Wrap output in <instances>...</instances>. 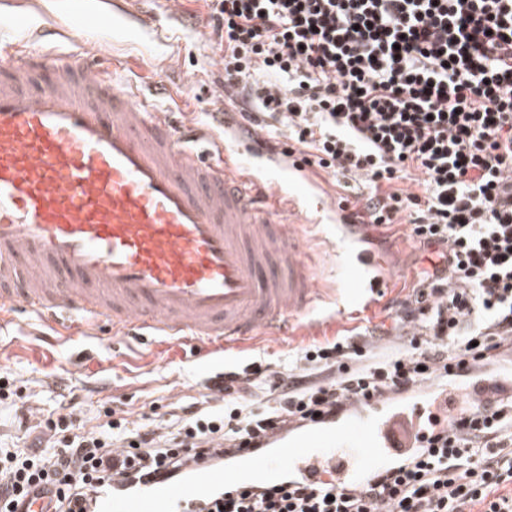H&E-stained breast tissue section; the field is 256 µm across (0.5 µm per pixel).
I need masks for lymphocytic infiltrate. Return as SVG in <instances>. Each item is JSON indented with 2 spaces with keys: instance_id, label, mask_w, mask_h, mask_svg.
Instances as JSON below:
<instances>
[{
  "instance_id": "obj_1",
  "label": "lymphocytic infiltrate",
  "mask_w": 512,
  "mask_h": 512,
  "mask_svg": "<svg viewBox=\"0 0 512 512\" xmlns=\"http://www.w3.org/2000/svg\"><path fill=\"white\" fill-rule=\"evenodd\" d=\"M213 45L224 60V111L251 134L279 123L266 146L372 187L352 224L408 217L437 260L387 316L385 328L298 348L274 370L224 374L215 405L165 424L108 409L92 426L75 412L45 422L42 445L0 448V512L32 489L53 512H84L113 473L176 474L261 447L284 421L303 426L369 393L406 397L491 372L512 341V0H212ZM427 455L357 492L304 481L213 499L206 512H512V399L460 398L454 414L420 422Z\"/></svg>"
}]
</instances>
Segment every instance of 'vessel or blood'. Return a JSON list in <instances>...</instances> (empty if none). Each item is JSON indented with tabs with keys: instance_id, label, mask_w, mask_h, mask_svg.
I'll use <instances>...</instances> for the list:
<instances>
[{
	"instance_id": "obj_1",
	"label": "vessel or blood",
	"mask_w": 512,
	"mask_h": 512,
	"mask_svg": "<svg viewBox=\"0 0 512 512\" xmlns=\"http://www.w3.org/2000/svg\"><path fill=\"white\" fill-rule=\"evenodd\" d=\"M102 18L126 13L143 24L153 13L127 11V0H101ZM217 153L187 146L181 131L148 96L115 81L112 68L82 56L0 44V322L24 307L67 313L95 335L133 332L167 343H193L223 357L283 334L309 336V315L325 297L318 265L299 225L283 210L292 200L267 185L264 200ZM336 239L354 247L352 304L373 306L390 271L352 224ZM494 379L468 387L482 404L512 388V357ZM448 393L429 386L395 404L378 396L348 405L325 424L284 422L267 447L245 449L218 467L178 479L115 476L93 493L92 512H192L229 490L288 479L363 488L397 465L431 405ZM38 488L17 512H51Z\"/></svg>"
}]
</instances>
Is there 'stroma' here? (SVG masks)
<instances>
[{
	"instance_id": "1",
	"label": "stroma",
	"mask_w": 512,
	"mask_h": 512,
	"mask_svg": "<svg viewBox=\"0 0 512 512\" xmlns=\"http://www.w3.org/2000/svg\"><path fill=\"white\" fill-rule=\"evenodd\" d=\"M22 15L20 24L8 17L0 20V42L26 47L31 30L51 27L58 31L51 44L55 52L93 57L105 53L124 61L120 82L140 87L156 77L175 82L176 95L159 98L158 104L183 123H208L212 112L223 107L224 65L206 25L210 9L205 0H180L174 17L150 29H99L95 0H29ZM266 178L300 197L298 208L288 211V220L305 225L307 219L317 218L318 230L330 239L336 236L332 218L340 200L364 190L361 183L320 175L308 166L295 172L271 169ZM370 235L376 246L390 253V279L372 308H347L333 323L327 320L329 307L318 308L313 314L321 322L318 338L384 323L385 306L416 286L421 271L431 269L433 254L412 237L409 223L376 228ZM223 369V363L189 345L168 346L135 336L113 339L105 327L96 339L69 336L43 324L37 312H19L17 322L0 325V376L22 389L25 403L0 405V445L29 447L22 426L37 424L74 399L85 420L108 408L137 415L204 399V380Z\"/></svg>"
}]
</instances>
